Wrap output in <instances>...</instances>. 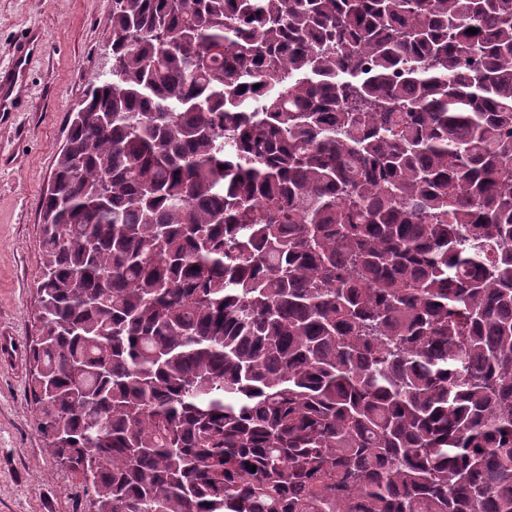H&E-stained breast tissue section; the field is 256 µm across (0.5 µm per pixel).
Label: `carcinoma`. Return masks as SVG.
I'll use <instances>...</instances> for the list:
<instances>
[{
  "label": "carcinoma",
  "instance_id": "carcinoma-1",
  "mask_svg": "<svg viewBox=\"0 0 512 512\" xmlns=\"http://www.w3.org/2000/svg\"><path fill=\"white\" fill-rule=\"evenodd\" d=\"M111 51L28 353L94 512H512V0H112Z\"/></svg>",
  "mask_w": 512,
  "mask_h": 512
}]
</instances>
